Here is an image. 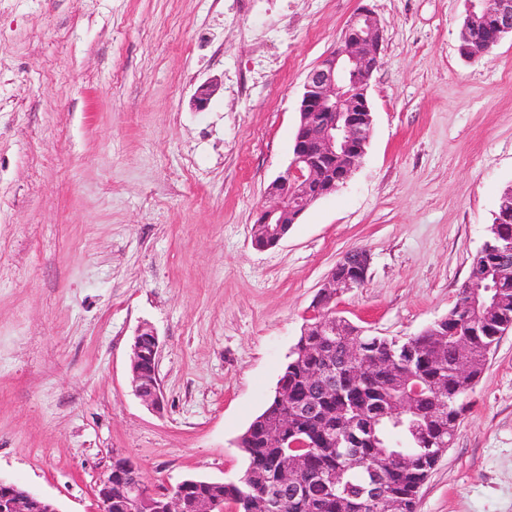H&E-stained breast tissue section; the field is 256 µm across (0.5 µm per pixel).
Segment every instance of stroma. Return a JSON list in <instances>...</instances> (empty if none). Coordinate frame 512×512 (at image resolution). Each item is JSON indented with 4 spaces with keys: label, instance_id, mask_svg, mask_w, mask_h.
Here are the masks:
<instances>
[{
    "label": "stroma",
    "instance_id": "obj_1",
    "mask_svg": "<svg viewBox=\"0 0 512 512\" xmlns=\"http://www.w3.org/2000/svg\"><path fill=\"white\" fill-rule=\"evenodd\" d=\"M363 4L383 27L367 152L256 249L305 76ZM464 15V0H0V478L60 512H96L116 456L155 488L236 479L237 440L352 248L372 264L337 316L400 339L445 317L512 187V38L465 60ZM144 323L157 412L131 387ZM416 512H512V330Z\"/></svg>",
    "mask_w": 512,
    "mask_h": 512
}]
</instances>
